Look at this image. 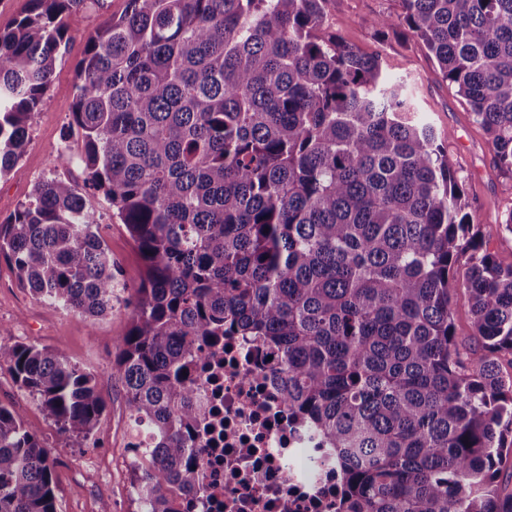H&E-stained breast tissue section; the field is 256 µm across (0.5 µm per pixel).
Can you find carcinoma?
I'll list each match as a JSON object with an SVG mask.
<instances>
[{"label":"carcinoma","mask_w":512,"mask_h":512,"mask_svg":"<svg viewBox=\"0 0 512 512\" xmlns=\"http://www.w3.org/2000/svg\"><path fill=\"white\" fill-rule=\"evenodd\" d=\"M29 0L0 27V177L19 172L70 18ZM329 0H127L87 41L70 130L84 187L56 175L0 222L33 295L97 317L119 287L91 197L143 264L115 369L137 436L133 512L203 490L195 369L252 336L281 356V396L336 449L339 512H512V262L474 231L447 132L378 54L324 37ZM374 20L420 41L512 172V0H400ZM467 256L464 273L458 265ZM480 348L461 354L451 293ZM84 441L105 410L60 352L0 342V368ZM0 512H57L52 464L0 404Z\"/></svg>","instance_id":"cac0c4a2"}]
</instances>
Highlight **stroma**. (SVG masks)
<instances>
[{"label": "stroma", "instance_id": "35a3bbf8", "mask_svg": "<svg viewBox=\"0 0 512 512\" xmlns=\"http://www.w3.org/2000/svg\"><path fill=\"white\" fill-rule=\"evenodd\" d=\"M126 5V0H105L101 6L90 0L72 17L68 48L56 62L40 109L28 122L21 172L0 178V221L26 200L41 180L58 174L83 180L77 164L55 163L59 153L76 155L82 150L81 140L69 130L76 69L87 37ZM400 11L399 0H330L324 32L364 53L381 54L387 75L408 78L421 116L450 133L444 142L448 158L465 179L473 221L480 224L487 248L510 261L512 234L500 231L495 222L512 211V172L495 168L486 135L470 121L466 105L443 81L421 44L399 33L376 37L373 21ZM94 204L99 231L112 251L120 282L111 312L91 321L36 298L19 286L7 262L0 258V339L61 352L93 375L105 403L95 440L84 442L63 433L5 368L0 369V403L18 410L28 430L47 449L54 467L58 512H100L105 506L111 512H132L126 448L131 420L113 363L120 339L130 327L142 263L124 225L113 218L110 202L99 194Z\"/></svg>", "mask_w": 512, "mask_h": 512}]
</instances>
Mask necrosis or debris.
<instances>
[{
  "label": "necrosis or debris",
  "instance_id": "necrosis-or-debris-1",
  "mask_svg": "<svg viewBox=\"0 0 512 512\" xmlns=\"http://www.w3.org/2000/svg\"><path fill=\"white\" fill-rule=\"evenodd\" d=\"M279 371L271 348L240 336L199 364L205 492L187 497L185 512H280L286 498L295 512H337L336 452L292 420Z\"/></svg>",
  "mask_w": 512,
  "mask_h": 512
}]
</instances>
